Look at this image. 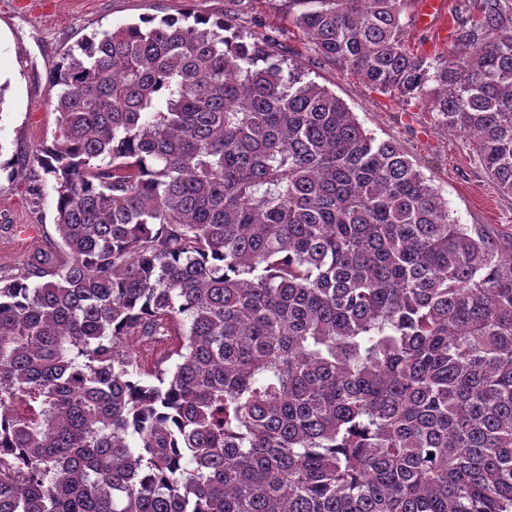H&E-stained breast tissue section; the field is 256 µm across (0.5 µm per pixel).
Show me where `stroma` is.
Listing matches in <instances>:
<instances>
[{
    "label": "stroma",
    "instance_id": "obj_1",
    "mask_svg": "<svg viewBox=\"0 0 512 512\" xmlns=\"http://www.w3.org/2000/svg\"><path fill=\"white\" fill-rule=\"evenodd\" d=\"M233 17L243 35L268 36L269 47L287 64L327 86L376 137L400 141L447 201L460 224H488L512 235V197L496 193L467 139L439 126L433 113L365 86L340 64L323 60L289 24L282 0H48L18 7L0 0V81L8 83L0 107V275L13 274L33 254L56 242L57 192L50 178L36 179V157L56 128L55 91L49 75L83 37L138 22L148 16ZM39 202H32V192Z\"/></svg>",
    "mask_w": 512,
    "mask_h": 512
}]
</instances>
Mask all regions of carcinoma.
Returning <instances> with one entry per match:
<instances>
[{"label": "carcinoma", "mask_w": 512, "mask_h": 512, "mask_svg": "<svg viewBox=\"0 0 512 512\" xmlns=\"http://www.w3.org/2000/svg\"><path fill=\"white\" fill-rule=\"evenodd\" d=\"M411 2L284 5L512 197V0H456L433 63ZM49 84L58 241L0 278V512H512L511 237L228 17L95 32Z\"/></svg>", "instance_id": "1"}]
</instances>
